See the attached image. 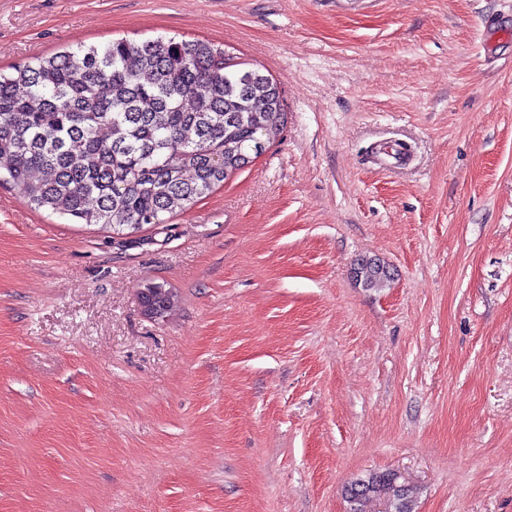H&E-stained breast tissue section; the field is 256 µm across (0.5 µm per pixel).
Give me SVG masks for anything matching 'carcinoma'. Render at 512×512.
I'll return each instance as SVG.
<instances>
[{
    "label": "carcinoma",
    "instance_id": "carcinoma-1",
    "mask_svg": "<svg viewBox=\"0 0 512 512\" xmlns=\"http://www.w3.org/2000/svg\"><path fill=\"white\" fill-rule=\"evenodd\" d=\"M287 120L278 84L207 40L78 44L0 71V186L73 224L136 230L185 212L266 149ZM379 289L391 273L358 263ZM349 512H414L392 470L346 486Z\"/></svg>",
    "mask_w": 512,
    "mask_h": 512
}]
</instances>
